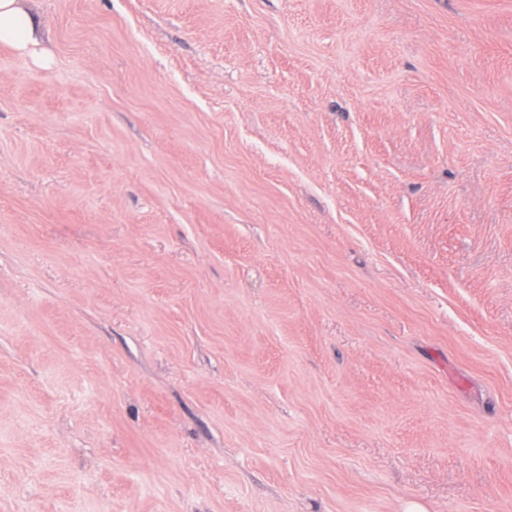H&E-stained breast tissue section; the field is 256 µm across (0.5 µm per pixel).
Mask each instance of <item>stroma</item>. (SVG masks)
Masks as SVG:
<instances>
[{"mask_svg":"<svg viewBox=\"0 0 512 512\" xmlns=\"http://www.w3.org/2000/svg\"><path fill=\"white\" fill-rule=\"evenodd\" d=\"M25 2L0 512H512V0Z\"/></svg>","mask_w":512,"mask_h":512,"instance_id":"obj_1","label":"stroma"}]
</instances>
